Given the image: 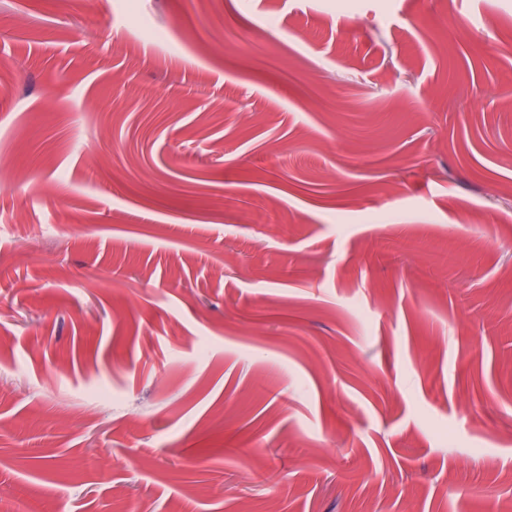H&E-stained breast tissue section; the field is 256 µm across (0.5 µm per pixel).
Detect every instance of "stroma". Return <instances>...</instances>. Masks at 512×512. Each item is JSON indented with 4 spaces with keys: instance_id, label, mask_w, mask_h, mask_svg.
<instances>
[{
    "instance_id": "35a3bbf8",
    "label": "stroma",
    "mask_w": 512,
    "mask_h": 512,
    "mask_svg": "<svg viewBox=\"0 0 512 512\" xmlns=\"http://www.w3.org/2000/svg\"><path fill=\"white\" fill-rule=\"evenodd\" d=\"M500 40L512 0H0V512H512Z\"/></svg>"
}]
</instances>
